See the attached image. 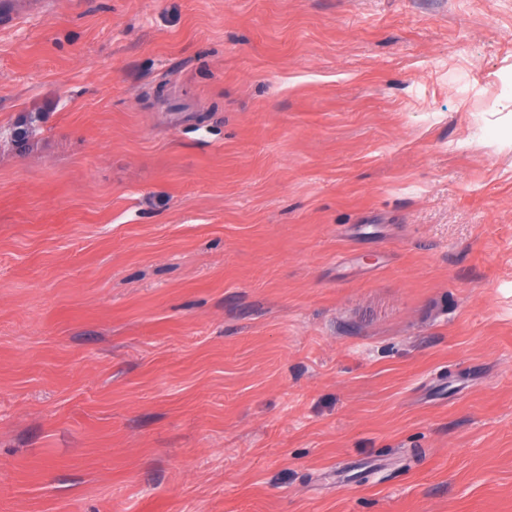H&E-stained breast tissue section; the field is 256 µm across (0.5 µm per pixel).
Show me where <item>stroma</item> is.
<instances>
[{
	"instance_id": "stroma-1",
	"label": "stroma",
	"mask_w": 512,
	"mask_h": 512,
	"mask_svg": "<svg viewBox=\"0 0 512 512\" xmlns=\"http://www.w3.org/2000/svg\"><path fill=\"white\" fill-rule=\"evenodd\" d=\"M0 512H512V0L0 31Z\"/></svg>"
}]
</instances>
